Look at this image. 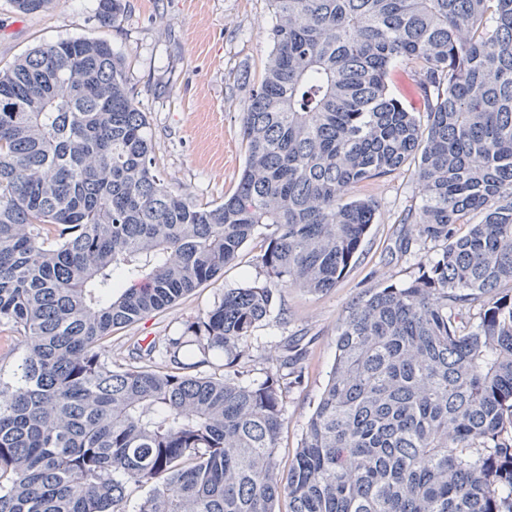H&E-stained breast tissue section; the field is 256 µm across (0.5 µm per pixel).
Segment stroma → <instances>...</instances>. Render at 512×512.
Returning <instances> with one entry per match:
<instances>
[{"label": "stroma", "mask_w": 512, "mask_h": 512, "mask_svg": "<svg viewBox=\"0 0 512 512\" xmlns=\"http://www.w3.org/2000/svg\"><path fill=\"white\" fill-rule=\"evenodd\" d=\"M267 0H124L122 21L103 27L92 0H53L48 11L22 15L0 0V68L32 48L72 36L104 38L124 58L129 82L146 112L156 164L171 190L199 203L234 191L245 162L241 116L264 72L272 45ZM375 221L336 287L325 292L279 289L268 317L255 329L242 383L264 379L280 365L284 345L301 355L302 379L283 400L279 459L289 463L336 358V334L350 305L379 286L408 282L418 252L401 251L421 203L413 165L370 182ZM265 228H257L224 273L175 305L113 333L109 357L125 363L133 344L163 343L187 319L221 301L225 290L264 280Z\"/></svg>", "instance_id": "obj_1"}]
</instances>
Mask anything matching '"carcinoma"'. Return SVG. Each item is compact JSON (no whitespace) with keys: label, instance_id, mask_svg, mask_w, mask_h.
I'll return each mask as SVG.
<instances>
[{"label":"carcinoma","instance_id":"cac0c4a2","mask_svg":"<svg viewBox=\"0 0 512 512\" xmlns=\"http://www.w3.org/2000/svg\"><path fill=\"white\" fill-rule=\"evenodd\" d=\"M268 6L220 202L169 189L108 40L0 68V324L24 353L0 385V512H126L130 484L149 487L138 512H512V0ZM123 11L97 0L104 27ZM410 64L424 121L390 89ZM410 161L416 236L440 252L349 307L284 474L300 371L239 383L249 340L274 289L336 287L375 218L355 191ZM259 226L264 281L112 364L113 332L221 274ZM215 352L221 373L197 372Z\"/></svg>","mask_w":512,"mask_h":512}]
</instances>
